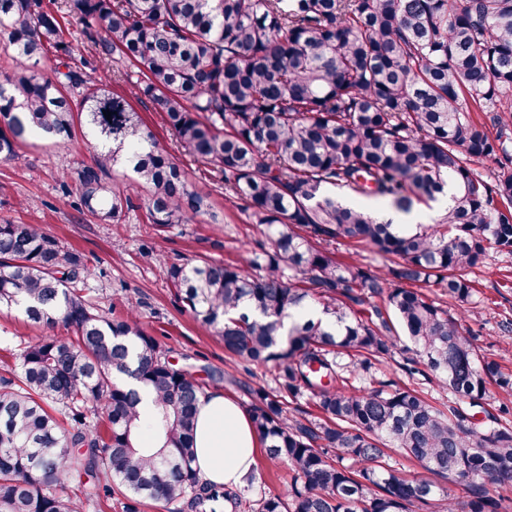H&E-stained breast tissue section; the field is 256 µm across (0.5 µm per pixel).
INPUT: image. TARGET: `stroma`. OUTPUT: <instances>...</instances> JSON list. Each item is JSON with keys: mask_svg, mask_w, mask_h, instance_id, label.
Returning a JSON list of instances; mask_svg holds the SVG:
<instances>
[{"mask_svg": "<svg viewBox=\"0 0 512 512\" xmlns=\"http://www.w3.org/2000/svg\"><path fill=\"white\" fill-rule=\"evenodd\" d=\"M61 23L73 47L71 64L87 78L96 80L103 73L119 72L128 74V81L138 79V69L127 61L102 65L97 46L83 34L75 17L63 16ZM128 81L116 84V91L126 90ZM136 109L192 181L208 187L209 214L160 229L148 223L144 197L138 194L119 222H100L77 210L76 196L62 193L58 148L29 139L19 146L21 162L0 161V223L41 225L66 248L82 254L95 271L86 290L92 303L119 316L132 302H141L143 326L160 340L172 362L192 366L205 390L224 392L248 405L243 382L272 386L270 370L260 369L253 375L240 370L236 383L225 382L229 357L223 341L194 318L160 267L145 258L144 252L154 250L176 263L221 260L244 265L252 250L266 242L269 230L252 222L244 201L227 199L220 177L205 171L177 144L151 103H137ZM475 280L476 291L461 315L467 326L480 331L481 354H494L504 369L512 371V351L491 349L492 344L512 340V333L505 329L506 322L512 321V254L489 249ZM41 333V328L20 312H0V370L12 364L20 349Z\"/></svg>", "mask_w": 512, "mask_h": 512, "instance_id": "stroma-1", "label": "stroma"}]
</instances>
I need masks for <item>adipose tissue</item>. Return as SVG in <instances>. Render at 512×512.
Instances as JSON below:
<instances>
[{
    "label": "adipose tissue",
    "mask_w": 512,
    "mask_h": 512,
    "mask_svg": "<svg viewBox=\"0 0 512 512\" xmlns=\"http://www.w3.org/2000/svg\"><path fill=\"white\" fill-rule=\"evenodd\" d=\"M260 446L249 414L236 399L221 392L200 394L193 466L201 481L233 489L247 487Z\"/></svg>",
    "instance_id": "1"
}]
</instances>
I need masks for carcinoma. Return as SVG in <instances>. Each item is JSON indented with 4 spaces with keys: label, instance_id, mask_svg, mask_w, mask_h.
<instances>
[{
    "label": "carcinoma",
    "instance_id": "carcinoma-1",
    "mask_svg": "<svg viewBox=\"0 0 512 512\" xmlns=\"http://www.w3.org/2000/svg\"><path fill=\"white\" fill-rule=\"evenodd\" d=\"M104 62L142 75L130 93L67 72L45 73L51 50L70 56L45 0H0V47L15 54L0 78V159L40 134L69 150L81 123L95 141L68 168L80 208L118 222L130 190L112 177L130 155L146 217L157 227L208 212V194L163 149L132 105L147 100L183 147L222 176L225 196L273 229L247 265L168 263L163 270L196 319L236 365L273 369L275 387L248 388L266 457L285 463L284 493L250 512H512L485 482L512 484V406L486 425L483 407L512 373L477 353L478 336L450 316L469 303L488 249L512 253V147L473 113L512 118V0H65ZM111 112L106 117L105 112ZM490 161L495 168L484 171ZM344 189L407 212L448 197L432 224L377 220ZM366 244L389 264L340 262L334 244ZM93 270L38 224H0V307L47 332L0 376V512H88L117 494L126 512L145 501L176 512H231L241 492L202 483L195 405L203 386L171 362L143 327L140 303L112 316L85 299ZM318 305L324 319L296 318ZM72 332L53 333L57 325ZM413 344L404 371L434 378L448 410L417 389L378 381L396 328ZM137 366L129 367L130 354ZM133 375L154 394L141 417ZM317 414L290 408L304 392ZM147 427L152 442L143 440ZM417 461L421 478L392 466ZM87 476L83 496L67 484Z\"/></svg>",
    "mask_w": 512,
    "mask_h": 512
}]
</instances>
